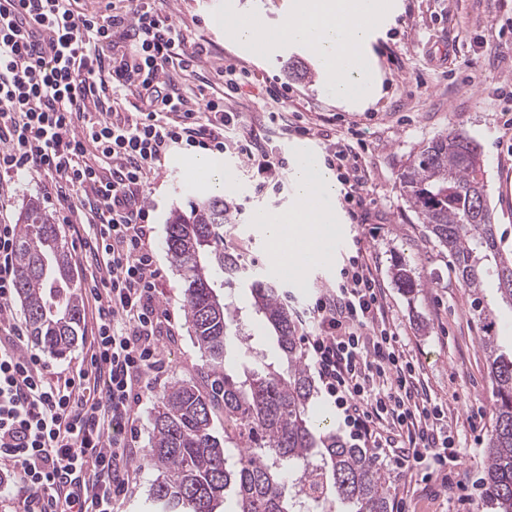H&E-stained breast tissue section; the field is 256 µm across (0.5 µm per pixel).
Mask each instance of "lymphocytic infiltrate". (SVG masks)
Segmentation results:
<instances>
[{"label": "lymphocytic infiltrate", "instance_id": "obj_1", "mask_svg": "<svg viewBox=\"0 0 512 512\" xmlns=\"http://www.w3.org/2000/svg\"><path fill=\"white\" fill-rule=\"evenodd\" d=\"M23 16L0 21V201L18 175L47 179L88 266L89 360L75 373L48 372L13 308L19 227L0 223V466L18 472L12 505L22 512H115L132 480L127 452L140 383L161 362L169 315L157 305L161 273L149 243L147 182L173 146L234 149L260 185L281 184L288 160L267 133L240 130L230 98L250 77L219 70L224 94L185 96L205 48L190 43L154 0H108L86 14L77 0H20ZM123 45L119 58L106 46ZM133 97V111L106 99ZM365 205L355 149L324 157ZM373 269L356 257L336 286L296 310L325 394L350 440L378 449L393 470L422 479L456 462L459 450L415 382ZM407 448L391 453L396 434Z\"/></svg>", "mask_w": 512, "mask_h": 512}]
</instances>
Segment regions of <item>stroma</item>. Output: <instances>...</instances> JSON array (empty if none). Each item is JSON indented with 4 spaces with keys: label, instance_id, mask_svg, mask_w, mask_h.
<instances>
[{
    "label": "stroma",
    "instance_id": "1",
    "mask_svg": "<svg viewBox=\"0 0 512 512\" xmlns=\"http://www.w3.org/2000/svg\"><path fill=\"white\" fill-rule=\"evenodd\" d=\"M393 12L372 41L382 84L378 101L365 109L336 104L325 93L319 65L303 46L253 49L234 42L217 29L212 18L224 0H156L192 41L206 46L198 61L199 77L211 80L215 92L224 83L216 72L225 62L238 63L252 75L235 96L243 128L262 123L270 110L266 87L287 89L284 110L309 127V140L324 147L327 140L355 138L359 164L367 180L364 218L353 217L344 201L336 213L346 226L348 245L327 264L313 267L305 284L281 279L270 270L257 212L287 207L288 199H262L243 175L237 159L223 157L233 174L224 194L231 224L224 227V251L248 270L274 282L278 291L310 300L316 290L335 282L357 250L369 256L384 295L388 320L412 356L416 377L432 402L442 407L445 423L463 449L449 465L447 478L422 482L419 475H398L384 466L392 512H452L454 504L444 481L473 488L469 512H491L483 485L485 443L491 424L493 388L487 354L481 342V321L471 308V292L451 269L448 253L437 247L410 210L400 191V174L410 157L439 135L459 131L479 146L485 163L487 196L497 234L512 253V50L490 56L486 44L507 31L512 42V0H395ZM480 62L471 76L467 61ZM190 152L174 147L149 180L147 204L150 237L161 270L159 302L171 317L170 332L161 338L164 365L141 383L143 400L136 408L137 434L130 452L134 479L119 512H147L145 497L153 470L143 463L152 433L151 411L167 387L182 380L200 381V353L185 318L183 281L165 246L166 221L176 209L188 210L192 200L208 194L209 185L185 164ZM409 261L416 283L405 290L394 267Z\"/></svg>",
    "mask_w": 512,
    "mask_h": 512
}]
</instances>
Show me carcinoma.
I'll list each match as a JSON object with an SVG mask.
<instances>
[{
    "label": "carcinoma",
    "mask_w": 512,
    "mask_h": 512,
    "mask_svg": "<svg viewBox=\"0 0 512 512\" xmlns=\"http://www.w3.org/2000/svg\"><path fill=\"white\" fill-rule=\"evenodd\" d=\"M481 153L473 140L451 131L423 146L402 173L409 207L448 250L453 270L471 289L473 309L486 325L482 337L494 389L486 438L485 483L493 512H512V357L497 353L483 286L492 280L512 305V259L492 224ZM230 223L224 196L192 201L166 224L167 253L179 271L186 317L210 381L202 392L176 382L159 397L146 464L156 471L150 512H389L385 478L374 460L314 413L309 367L288 310L275 285L248 272L217 245ZM18 296L31 336L48 353L63 355L78 339L82 319L79 277L59 242L57 225L41 205L25 208L17 243ZM251 280L254 312L273 329L271 354L242 348L231 332L240 307L216 293L213 272ZM243 355L242 371L225 362ZM224 409L240 447H223L212 411Z\"/></svg>",
    "instance_id": "cac0c4a2"
}]
</instances>
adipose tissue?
<instances>
[{"label":"adipose tissue","instance_id":"obj_1","mask_svg":"<svg viewBox=\"0 0 512 512\" xmlns=\"http://www.w3.org/2000/svg\"><path fill=\"white\" fill-rule=\"evenodd\" d=\"M388 0H290L274 28L232 14L215 15L216 28H229L239 43L270 46L295 43L311 48L326 78L329 95L340 104L368 106L380 93L370 52L372 33L388 13ZM293 198L286 210L255 217L274 268L299 276L306 263H323L330 254L322 234L336 221L338 184L322 164L299 162L292 171Z\"/></svg>","mask_w":512,"mask_h":512}]
</instances>
